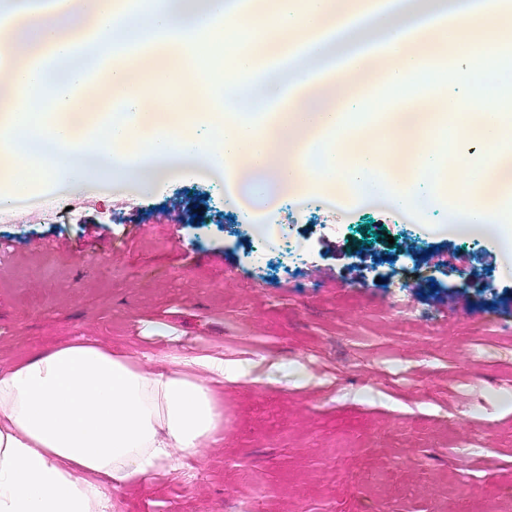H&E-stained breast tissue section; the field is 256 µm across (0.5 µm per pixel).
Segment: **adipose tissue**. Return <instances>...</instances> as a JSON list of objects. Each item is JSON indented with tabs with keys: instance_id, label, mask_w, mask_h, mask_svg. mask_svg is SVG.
Returning <instances> with one entry per match:
<instances>
[{
	"instance_id": "1",
	"label": "adipose tissue",
	"mask_w": 512,
	"mask_h": 512,
	"mask_svg": "<svg viewBox=\"0 0 512 512\" xmlns=\"http://www.w3.org/2000/svg\"><path fill=\"white\" fill-rule=\"evenodd\" d=\"M280 373L300 387L319 382L295 362L263 369L181 353L147 365L96 340L0 368V512H108L111 490L223 441L217 386Z\"/></svg>"
}]
</instances>
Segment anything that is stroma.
I'll use <instances>...</instances> for the list:
<instances>
[{
  "label": "stroma",
  "mask_w": 512,
  "mask_h": 512,
  "mask_svg": "<svg viewBox=\"0 0 512 512\" xmlns=\"http://www.w3.org/2000/svg\"><path fill=\"white\" fill-rule=\"evenodd\" d=\"M55 195L53 218L36 196L0 223V367L91 337L323 380L225 384L223 444L113 491L111 512H512V409L496 400L512 395V273L491 238L426 231L385 200L251 196L287 244L190 169L132 196L108 180Z\"/></svg>",
  "instance_id": "obj_1"
}]
</instances>
